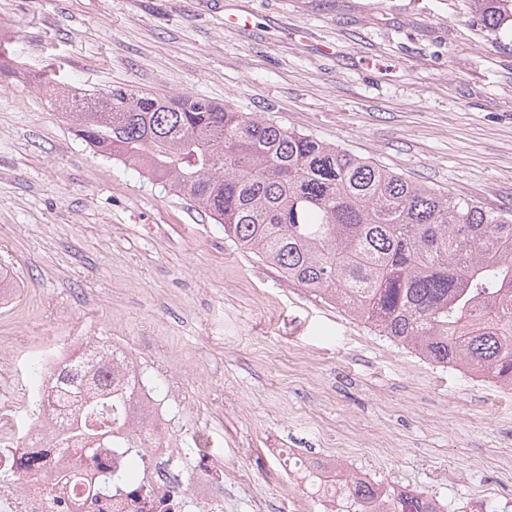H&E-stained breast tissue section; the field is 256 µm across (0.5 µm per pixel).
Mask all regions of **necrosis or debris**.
I'll list each match as a JSON object with an SVG mask.
<instances>
[{"instance_id":"obj_1","label":"necrosis or debris","mask_w":512,"mask_h":512,"mask_svg":"<svg viewBox=\"0 0 512 512\" xmlns=\"http://www.w3.org/2000/svg\"><path fill=\"white\" fill-rule=\"evenodd\" d=\"M112 359L131 392L123 431L141 445L143 467L133 487L99 491L107 455L87 458L77 441L59 447L63 402L48 406L46 382L28 386L25 420L0 407V512H224V479L213 461H198L180 446L174 423L155 391L144 384L126 345L113 344Z\"/></svg>"}]
</instances>
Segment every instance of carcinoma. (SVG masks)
<instances>
[{
    "instance_id": "carcinoma-1",
    "label": "carcinoma",
    "mask_w": 512,
    "mask_h": 512,
    "mask_svg": "<svg viewBox=\"0 0 512 512\" xmlns=\"http://www.w3.org/2000/svg\"><path fill=\"white\" fill-rule=\"evenodd\" d=\"M500 39L512 0H471ZM76 134L145 170L224 226L288 282L339 304L442 366L512 387V208L418 183L256 112L192 94L116 86L55 98ZM85 358L55 378L77 387ZM124 394L84 428H112ZM347 512H442L435 500L367 480L345 486Z\"/></svg>"
}]
</instances>
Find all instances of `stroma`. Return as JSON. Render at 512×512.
<instances>
[{
  "label": "stroma",
  "mask_w": 512,
  "mask_h": 512,
  "mask_svg": "<svg viewBox=\"0 0 512 512\" xmlns=\"http://www.w3.org/2000/svg\"><path fill=\"white\" fill-rule=\"evenodd\" d=\"M0 263L16 337L134 350L182 440L224 463V512H256L285 454L512 512V392L429 365L242 252L147 174L95 153L41 84L197 94L434 187L512 207V19L470 0H0ZM252 471V493L234 477ZM476 11L481 15L483 28L500 39L502 33L501 23L505 16L512 17L511 0H471Z\"/></svg>",
  "instance_id": "obj_1"
}]
</instances>
